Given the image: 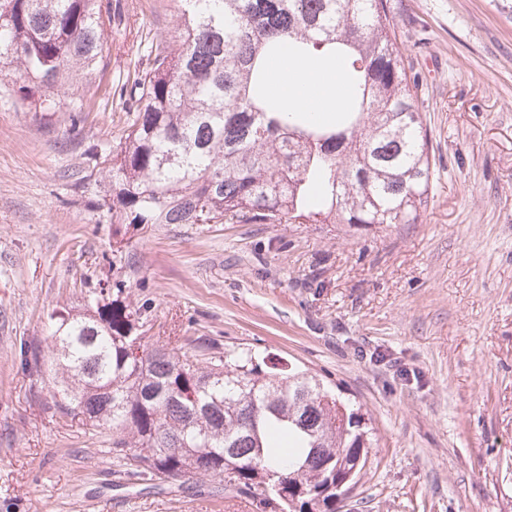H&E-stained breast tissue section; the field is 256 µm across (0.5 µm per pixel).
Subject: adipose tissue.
<instances>
[{
  "mask_svg": "<svg viewBox=\"0 0 512 512\" xmlns=\"http://www.w3.org/2000/svg\"><path fill=\"white\" fill-rule=\"evenodd\" d=\"M269 91L285 104L332 118L346 93L334 64L300 62L285 55L271 65Z\"/></svg>",
  "mask_w": 512,
  "mask_h": 512,
  "instance_id": "adipose-tissue-1",
  "label": "adipose tissue"
}]
</instances>
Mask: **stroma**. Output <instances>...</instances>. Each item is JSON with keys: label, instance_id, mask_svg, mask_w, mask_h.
Listing matches in <instances>:
<instances>
[{"label": "stroma", "instance_id": "stroma-1", "mask_svg": "<svg viewBox=\"0 0 512 512\" xmlns=\"http://www.w3.org/2000/svg\"><path fill=\"white\" fill-rule=\"evenodd\" d=\"M394 2L431 147L415 224L97 223L83 148L124 139L117 91L174 43L179 0H134L80 131L0 79V512H250L208 478L132 483L111 434L29 394L20 345L87 278L149 303L150 343L249 346L360 406L375 444L347 512H512V13Z\"/></svg>", "mask_w": 512, "mask_h": 512}]
</instances>
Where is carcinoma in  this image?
<instances>
[{
	"label": "carcinoma",
	"mask_w": 512,
	"mask_h": 512,
	"mask_svg": "<svg viewBox=\"0 0 512 512\" xmlns=\"http://www.w3.org/2000/svg\"><path fill=\"white\" fill-rule=\"evenodd\" d=\"M175 47L157 44L120 88L131 113L115 148L83 155L108 224H416L431 161L417 81L399 50L390 0H180ZM123 0H0V73L29 111L85 122L105 36ZM330 56L345 105L332 122L269 93L283 51ZM125 285L90 284L85 311L51 313L44 342L21 346L47 409L112 432L124 473L208 476L252 512H336L314 492L372 445L360 409L306 371L197 341L201 356L153 347L149 307ZM141 350V354L134 350Z\"/></svg>",
	"instance_id": "carcinoma-1"
}]
</instances>
